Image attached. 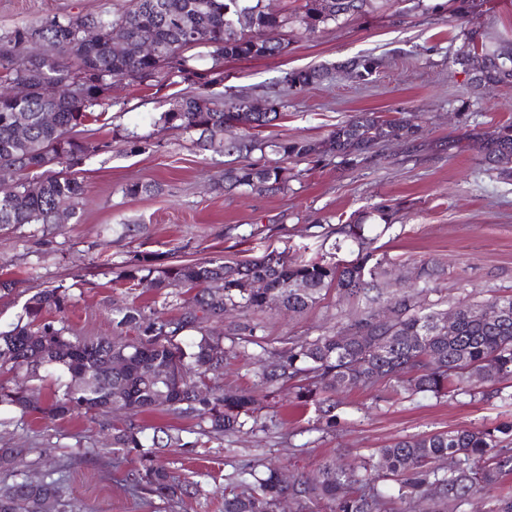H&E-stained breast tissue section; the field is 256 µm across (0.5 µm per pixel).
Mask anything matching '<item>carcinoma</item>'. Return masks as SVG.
<instances>
[{"instance_id": "1", "label": "carcinoma", "mask_w": 512, "mask_h": 512, "mask_svg": "<svg viewBox=\"0 0 512 512\" xmlns=\"http://www.w3.org/2000/svg\"><path fill=\"white\" fill-rule=\"evenodd\" d=\"M383 5L384 0H305L296 21L313 35L330 22ZM288 23L287 17L268 11L265 0H132L129 10L110 19L57 16L38 28L14 31L16 47L35 40L51 50L35 60L21 52L0 58V82L30 88L20 100L0 93V176L10 179L0 193V227L56 224L60 213L75 214L83 185L57 166L76 164L94 151L73 130L94 117L112 80L153 76L163 67L184 73L189 63L184 51L193 47L206 48L214 68L228 59L273 56L282 46L267 44L262 29ZM86 28L97 30L96 43L84 40ZM118 28L132 38L148 35L154 53L135 57L117 48L113 34ZM465 43L470 49L458 64L466 65L471 55L483 62L480 76L471 78L474 88L512 84L511 47L494 45L475 31L467 33ZM343 67L361 78L375 72L378 63L362 56ZM323 75L316 68L292 71L288 87L303 89ZM47 111L55 114L51 123L42 119ZM278 116L274 107L252 112L243 100L228 104L198 95L175 101L160 121L166 128L198 133L196 143L204 148L217 144L237 156L238 164L224 172V183L258 192L288 188L282 160L311 163L331 155L349 163L367 158L381 142L413 148L422 135V127L405 117L384 119L373 112L355 114L319 142L292 138L268 143L253 133ZM268 148L280 159H266ZM479 149L490 169L512 178V166H505L512 163V124L480 138ZM257 151L260 159H251ZM339 233L364 248L362 225L344 224ZM379 267L378 262L368 265L366 256L341 266L323 260L291 263L270 253L228 265L217 259L166 264L156 254L139 253L122 278L185 289L184 313L168 318L150 307L113 309V324L136 331L133 341L67 335L44 315L67 311L69 288H43L26 301V322L0 332V407L22 418L55 420L120 412L124 419L108 425L110 452L117 463L134 462L125 482L139 503L150 506L158 498L177 504L201 496V482L175 479L160 450L198 448L204 438L235 436L248 424L266 426L253 391L210 384L208 374L224 370V359L238 342L224 347V334H212L203 323L231 311L263 314L273 303L290 315L300 314L331 288L362 302L361 308L334 330L257 356L259 386L268 393L288 387L295 406L313 409L320 429L335 426L336 397L357 387L384 385L381 400L419 393L512 400V393L503 395L504 385L512 383V295L458 300L452 305L457 319L450 337L437 328L448 310L427 302L437 275L433 266L421 264L419 285L391 300L397 312L393 322L378 310L386 285ZM256 281L265 288L252 287ZM486 306L499 308L505 317L486 322L481 316ZM192 330L197 335H186ZM10 373L31 381L52 376L57 391L44 399L33 387L2 379ZM155 411L196 421L197 438L186 441L168 426L148 428L137 421ZM447 458L456 467L443 473L438 462ZM65 469L61 464L55 469L58 477L50 473L37 482L15 474L0 481V512H80L63 495ZM511 473L512 423L465 427L395 439L349 467L327 459L286 482L280 466L254 458L225 478L224 512H280L286 498L294 512H464L465 505L512 512V493H495Z\"/></svg>"}]
</instances>
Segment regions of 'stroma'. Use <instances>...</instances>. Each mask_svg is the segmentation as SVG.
<instances>
[{
	"label": "stroma",
	"mask_w": 512,
	"mask_h": 512,
	"mask_svg": "<svg viewBox=\"0 0 512 512\" xmlns=\"http://www.w3.org/2000/svg\"><path fill=\"white\" fill-rule=\"evenodd\" d=\"M440 0H390L388 7L327 24L314 35L292 24L274 33L275 56L230 60L213 72L208 58L192 76L161 71L144 81H113L102 121L80 127L95 144L71 171L84 193L74 218L60 224H27L0 230V278L15 280L0 293V330L16 324L26 300L52 284L69 287L63 321L69 335L115 336L112 310L155 304L166 315L182 313L178 289L132 287L119 273L137 252L163 261L221 258L232 263L277 252L290 261L355 259L356 243L343 239L340 222L361 220L375 259L389 278L410 277L420 262L439 275L431 299L449 308L458 299L512 294V180L489 169L473 136L512 124V86L472 89L456 63L465 30L489 32L512 43V0H484L467 19L448 22ZM128 0H0V51L12 33L53 16L110 18ZM370 56L378 69L364 78L341 68ZM323 68L327 78L302 89L283 83L285 72ZM241 97L251 104L278 102L281 116L263 128L269 140H321L359 112L411 117L424 128L421 146L407 151L381 144L373 159L350 166L338 158L316 167L288 162V188L260 193L218 189L232 163L223 149H201L196 133L155 125L175 97L199 92ZM136 133L139 142L127 141ZM146 185L132 197L125 190ZM354 301L329 290L300 316L272 308L258 317L251 343L229 358L217 383L251 389L258 381L253 354L278 350L288 338L315 337L354 311ZM336 429L318 428L313 413L291 408L287 390L261 399L270 417L265 430L211 441L186 453L166 449L164 460L180 476L203 473L207 496L186 500L175 512H224V477L255 457L294 461L302 471L326 457L352 463L398 437L466 426L512 422V402L466 395L437 398L404 394L380 401L375 391L351 389L339 397ZM105 418L19 420L0 413V448H21L20 473L39 478L51 461L67 466L65 496L82 512H174L166 502L141 507L122 483L106 446Z\"/></svg>",
	"instance_id": "stroma-1"
}]
</instances>
